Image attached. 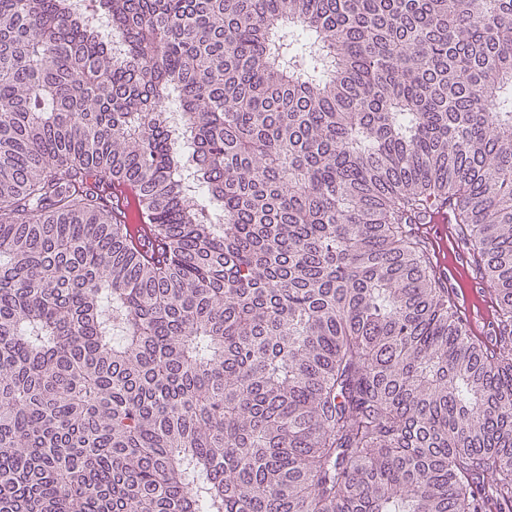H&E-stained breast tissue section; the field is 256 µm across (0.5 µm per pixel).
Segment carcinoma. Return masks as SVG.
Listing matches in <instances>:
<instances>
[{
    "instance_id": "cac0c4a2",
    "label": "carcinoma",
    "mask_w": 512,
    "mask_h": 512,
    "mask_svg": "<svg viewBox=\"0 0 512 512\" xmlns=\"http://www.w3.org/2000/svg\"><path fill=\"white\" fill-rule=\"evenodd\" d=\"M0 512H512V0H0ZM456 289H466L463 296L455 298V305L458 315L466 323L474 336L488 341L490 336H486L489 323L496 316V302L494 299L485 295L484 289H467L466 282L460 280L454 283ZM482 296L484 299H481Z\"/></svg>"
}]
</instances>
